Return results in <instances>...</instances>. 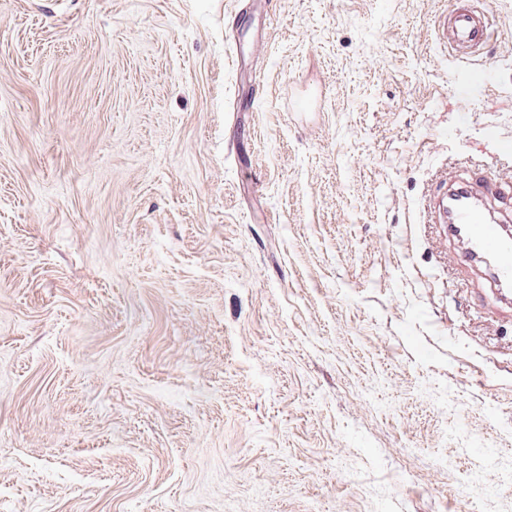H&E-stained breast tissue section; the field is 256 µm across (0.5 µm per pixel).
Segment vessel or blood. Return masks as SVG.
<instances>
[{
    "mask_svg": "<svg viewBox=\"0 0 512 512\" xmlns=\"http://www.w3.org/2000/svg\"><path fill=\"white\" fill-rule=\"evenodd\" d=\"M456 7L442 23V34L449 52L474 48L489 42L492 33L484 14L471 9L466 0H455ZM512 185V170L484 180L481 186L465 182L449 186L446 196L454 201L451 213L445 214L450 237H463L469 261L481 262L484 256L494 258L486 275L500 308H512V237L503 226L512 222V215L491 213L488 202L498 199L500 187Z\"/></svg>",
    "mask_w": 512,
    "mask_h": 512,
    "instance_id": "b4317fda",
    "label": "vessel or blood"
}]
</instances>
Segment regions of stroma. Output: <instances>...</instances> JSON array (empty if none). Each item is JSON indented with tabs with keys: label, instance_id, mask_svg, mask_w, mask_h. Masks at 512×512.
<instances>
[{
	"label": "stroma",
	"instance_id": "obj_1",
	"mask_svg": "<svg viewBox=\"0 0 512 512\" xmlns=\"http://www.w3.org/2000/svg\"><path fill=\"white\" fill-rule=\"evenodd\" d=\"M468 3L462 61L453 0H0V512H512ZM510 189L512 170L508 169L498 176L484 180L482 185L474 187L470 183L459 182L448 187L444 198L456 201L452 213L444 210V223H448V236L466 239V256L469 261L482 263L486 255L494 257V264L486 268V275L500 308H512V237L506 235L503 224H511L509 214L492 212L488 200H498L501 185ZM472 198L479 205H468L464 201ZM497 213V215H496ZM492 216V218L490 217Z\"/></svg>",
	"mask_w": 512,
	"mask_h": 512
}]
</instances>
